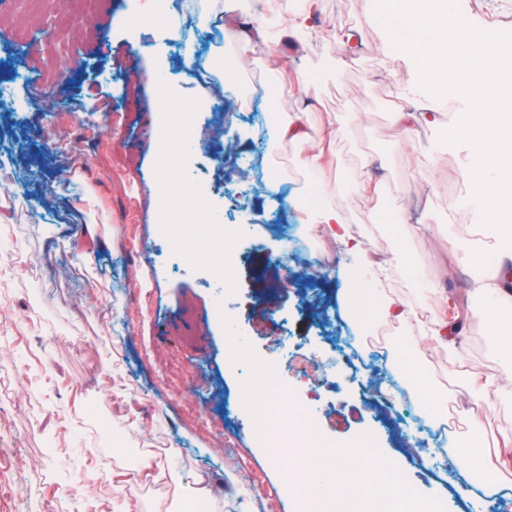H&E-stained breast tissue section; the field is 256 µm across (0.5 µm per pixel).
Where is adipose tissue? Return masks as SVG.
Returning <instances> with one entry per match:
<instances>
[{"label": "adipose tissue", "mask_w": 512, "mask_h": 512, "mask_svg": "<svg viewBox=\"0 0 512 512\" xmlns=\"http://www.w3.org/2000/svg\"><path fill=\"white\" fill-rule=\"evenodd\" d=\"M379 16L393 35L394 44L416 65L431 97L459 94L468 98L471 111L458 114L449 125V139L463 140L471 153L467 179L475 190V199L485 221L494 229L495 249L501 266L512 264V38L500 29L461 24L450 0H382ZM245 29L239 35L242 46L254 40L280 42L283 36H296L308 26L307 14H299L288 30L277 29L264 15L253 13L244 18ZM189 157L180 140L162 150V175L158 194L162 201L181 197L186 192L182 170ZM302 211L308 223L323 225L334 241L349 253L359 246L346 218L327 203L322 194L307 196ZM342 309L348 319L360 321L380 313L396 315L393 303L373 306L370 293L358 276H350L342 295ZM414 388L422 395L425 409L434 422L448 416L445 396L430 381L416 360L402 365ZM481 428L471 423L467 443L453 446L451 459L465 474L480 473L488 485L496 486L512 479V438L502 448L484 451ZM354 445L340 449L330 446L308 449L307 454L320 461L317 473L309 479L290 482L297 501L296 512H310L314 498L327 500L333 512H364L365 502L349 492L346 481L351 475L349 460ZM394 461L381 460L375 470L385 482L379 497L387 502V512H443L438 499H409L392 480Z\"/></svg>", "instance_id": "adipose-tissue-1"}]
</instances>
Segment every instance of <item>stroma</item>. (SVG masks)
Wrapping results in <instances>:
<instances>
[{
    "label": "stroma",
    "instance_id": "1",
    "mask_svg": "<svg viewBox=\"0 0 512 512\" xmlns=\"http://www.w3.org/2000/svg\"><path fill=\"white\" fill-rule=\"evenodd\" d=\"M130 6L97 0L105 54L78 39L56 43L35 18L27 40L0 51V93L27 101L26 111L0 112V165L39 174L27 203L0 221V512H168L197 493L209 512H294L284 471L252 433L247 376L228 358L229 335L244 338L252 364L277 365L281 402L315 408L327 444L373 440L396 460L407 491L438 498L445 512H512V488L485 489L448 464L445 450L468 433L457 384L475 371L497 374L505 330L470 295L474 277L496 274L469 256L475 243L494 241L467 192L469 149L446 136L470 102L427 97L410 61L390 48L378 0H320V22L299 46L281 48L274 72L267 53L225 39L223 20L204 5L186 17L201 34L186 49L172 50L158 32L130 44L121 25ZM455 9L466 22L512 32V0H456ZM168 54L174 105L207 107L198 110L200 148L185 177L212 184L209 205L234 233L238 275L225 292L206 255L171 256L159 222L156 61ZM130 71L133 90L121 80ZM304 71L317 77L306 93ZM46 72L55 81L43 86ZM278 84L285 91L275 103L267 90ZM275 108L322 137L320 170L301 164L308 144L277 139ZM413 108L431 121L394 125L393 112ZM246 164L288 182L271 190L231 180ZM368 181L378 192L363 191ZM309 191L346 214L363 255L387 262L375 292L406 317L385 345L394 355L412 350L447 392L457 425L446 442L419 405L384 402L372 357L345 347L351 330L340 296L355 259L304 223L294 202ZM32 200L42 209L37 224ZM385 211L401 223L377 222ZM282 224L306 235L307 260L287 250ZM404 244L413 250L409 271ZM220 294L235 316L228 327L211 320ZM450 295L468 301L451 359L427 341ZM497 376L479 418L490 449L512 436V377ZM142 460L164 478L138 473ZM117 482L120 500L110 493Z\"/></svg>",
    "mask_w": 512,
    "mask_h": 512
}]
</instances>
